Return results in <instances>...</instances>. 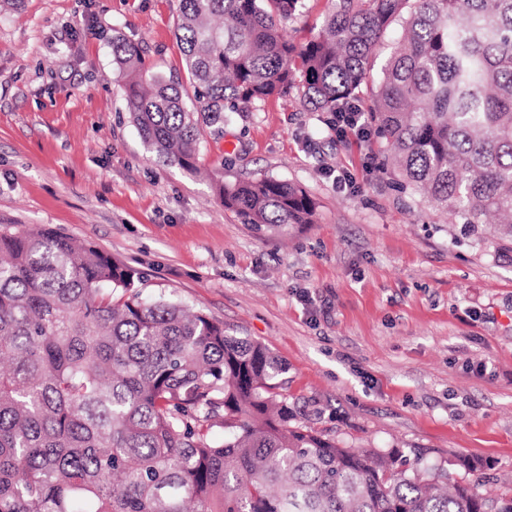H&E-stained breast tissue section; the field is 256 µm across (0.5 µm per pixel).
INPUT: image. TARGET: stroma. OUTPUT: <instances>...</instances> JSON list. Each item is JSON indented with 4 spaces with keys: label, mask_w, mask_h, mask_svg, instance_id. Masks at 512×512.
I'll return each mask as SVG.
<instances>
[{
    "label": "stroma",
    "mask_w": 512,
    "mask_h": 512,
    "mask_svg": "<svg viewBox=\"0 0 512 512\" xmlns=\"http://www.w3.org/2000/svg\"><path fill=\"white\" fill-rule=\"evenodd\" d=\"M178 0H0V233L35 225L91 243L288 365L299 420L408 468L464 455L454 480H512V259L448 232L395 191L374 139L332 138L292 95L205 135L196 169L160 162L127 111L112 40L182 70ZM355 174V189L336 183ZM303 187L313 223L242 224L216 181Z\"/></svg>",
    "instance_id": "35a3bbf8"
}]
</instances>
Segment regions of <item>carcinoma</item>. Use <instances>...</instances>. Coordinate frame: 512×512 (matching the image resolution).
I'll return each instance as SVG.
<instances>
[{"instance_id": "carcinoma-1", "label": "carcinoma", "mask_w": 512, "mask_h": 512, "mask_svg": "<svg viewBox=\"0 0 512 512\" xmlns=\"http://www.w3.org/2000/svg\"><path fill=\"white\" fill-rule=\"evenodd\" d=\"M302 2L179 0L181 77L113 43L144 143L191 170L204 128L291 93L333 130L397 31L370 113L380 169L478 241L503 218L492 245L512 253V0H336L297 43ZM216 190L254 230L312 223L286 180ZM138 280L50 227L0 234V512H512L511 490L448 484L467 457L409 471L299 423L267 346Z\"/></svg>"}]
</instances>
